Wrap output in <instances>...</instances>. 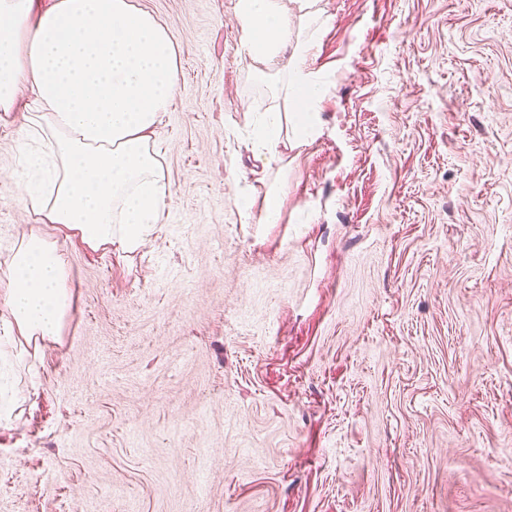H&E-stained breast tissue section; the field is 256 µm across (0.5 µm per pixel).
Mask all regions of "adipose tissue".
<instances>
[{
	"label": "adipose tissue",
	"mask_w": 512,
	"mask_h": 512,
	"mask_svg": "<svg viewBox=\"0 0 512 512\" xmlns=\"http://www.w3.org/2000/svg\"><path fill=\"white\" fill-rule=\"evenodd\" d=\"M320 0H237L241 44L255 71L286 63L287 112H268L257 148L307 144L321 94L304 62L325 25ZM177 47L164 27L132 0H0V112L31 93L23 201L44 223L79 234L91 248L136 250L164 221L167 183L154 130L179 83ZM4 302L24 340H57L71 306L66 264L55 241L23 234Z\"/></svg>",
	"instance_id": "1"
}]
</instances>
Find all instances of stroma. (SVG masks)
Here are the masks:
<instances>
[{"label": "stroma", "mask_w": 512, "mask_h": 512, "mask_svg": "<svg viewBox=\"0 0 512 512\" xmlns=\"http://www.w3.org/2000/svg\"><path fill=\"white\" fill-rule=\"evenodd\" d=\"M134 3L179 65L143 247L41 223L0 117V278L33 230L72 296L0 355V512H512V0H322L318 133L261 157L236 0Z\"/></svg>", "instance_id": "obj_1"}]
</instances>
